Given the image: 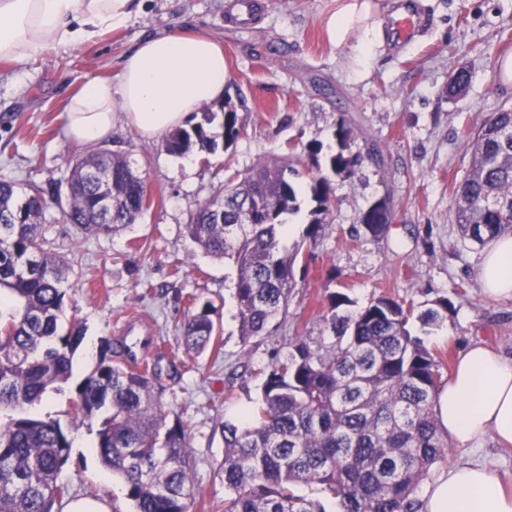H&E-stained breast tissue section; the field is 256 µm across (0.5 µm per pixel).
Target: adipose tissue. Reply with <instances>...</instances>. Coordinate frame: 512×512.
Returning <instances> with one entry per match:
<instances>
[{
  "label": "adipose tissue",
  "instance_id": "1",
  "mask_svg": "<svg viewBox=\"0 0 512 512\" xmlns=\"http://www.w3.org/2000/svg\"><path fill=\"white\" fill-rule=\"evenodd\" d=\"M321 26L342 45L367 19L372 0H336ZM143 0H0V59L22 63L61 46H78L122 29ZM228 71L223 45L202 32L166 31L139 42L116 79L86 81L65 109L74 145L107 139L124 123L154 140L181 126L198 107L220 100ZM483 292L512 299V235L493 240L478 274ZM434 412L441 430L465 458L427 485L422 512H512V488L495 469L474 460L485 436L512 445V359L475 342L460 352Z\"/></svg>",
  "mask_w": 512,
  "mask_h": 512
}]
</instances>
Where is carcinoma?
<instances>
[{"label": "carcinoma", "instance_id": "1", "mask_svg": "<svg viewBox=\"0 0 512 512\" xmlns=\"http://www.w3.org/2000/svg\"><path fill=\"white\" fill-rule=\"evenodd\" d=\"M240 134L236 112L224 113L223 143ZM196 136L202 148H218L203 127L172 132L167 151L184 154ZM472 163L454 191L461 236L476 244L512 234V108L503 107L464 139ZM356 160L338 153L330 171L351 174ZM299 171L284 160L260 161L244 177L224 183V217L199 207L186 225L205 252L229 260L239 333L247 342L286 313L297 287L301 247L281 245L282 216L299 211ZM66 222L89 235L116 233L146 210L145 182L130 161L96 150L69 169ZM331 184L310 177L314 219L306 236L324 229ZM56 191L30 186L20 192L0 178V411L15 414L0 424V512H52L64 498L58 477L71 442L54 419L30 412L58 383L68 381L83 342L82 327L58 333V314L71 288L57 257L46 248L43 222ZM214 305L182 327L187 349L217 347L210 318ZM448 301L417 315L438 323ZM413 309L381 297L346 317H324L334 341L313 349L298 336L262 385L258 407L240 425L224 423V512H325L321 501L296 493L315 485L339 512H421L416 496L431 468L448 457V436L434 413L445 385L441 360L408 329ZM124 344L106 340L94 371L76 387L75 416L107 412L98 429L97 452L120 475L135 512H189L194 499L187 428L168 422L167 386L153 363L126 367Z\"/></svg>", "mask_w": 512, "mask_h": 512}]
</instances>
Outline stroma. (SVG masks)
Here are the masks:
<instances>
[{
  "instance_id": "1",
  "label": "stroma",
  "mask_w": 512,
  "mask_h": 512,
  "mask_svg": "<svg viewBox=\"0 0 512 512\" xmlns=\"http://www.w3.org/2000/svg\"><path fill=\"white\" fill-rule=\"evenodd\" d=\"M234 0H147L124 29L95 42L61 47L24 63L0 61V177L16 186L63 183L71 162L85 156L65 136L68 96L94 77H113L123 56L145 37L172 29L207 33L224 44L230 78L220 101L191 113L185 130L219 132L225 111H235L241 136L228 149L192 147V169L167 152L163 140L146 141L116 126L103 149L124 155L145 178L151 206L112 236L82 233L65 223L58 205L45 214L47 247L69 267L72 288L59 332L81 321L85 338L67 383L37 406L41 417L69 425L75 386L95 366L103 340L119 342L125 315L134 312L153 329L147 359L172 371L164 403L188 426L187 452L199 495L191 512H224V441L220 426L253 411L270 368L288 353V341L311 347L333 335L323 317L330 296L350 298L338 308L352 315L377 299L414 304L416 310L448 300L440 325L410 320L408 328L451 373L457 354L481 341L512 357V300L484 297L478 271L485 249L464 240L455 221L452 191L469 170L464 137L500 108L512 106V78L500 64L512 57V0H422L429 26L407 44L393 35L397 0H379L381 34L369 60L350 45L328 44L317 22L335 0H252L248 27L227 24ZM468 75L461 95L448 93L457 70ZM351 129L339 139V126ZM377 145L382 161L367 158ZM357 158L351 176L331 175L327 225L316 239L309 189L300 209L285 216L289 247L302 244L304 262L285 315L263 335L242 342L233 302L234 270L188 237L193 212L228 177L270 157L288 159L300 172L327 170L336 153ZM391 197L396 220L388 232L361 231L364 212ZM216 307L219 351H187L182 323L204 303ZM97 430L80 425L59 480L70 496L107 498L112 512H134L124 480L104 467Z\"/></svg>"
}]
</instances>
